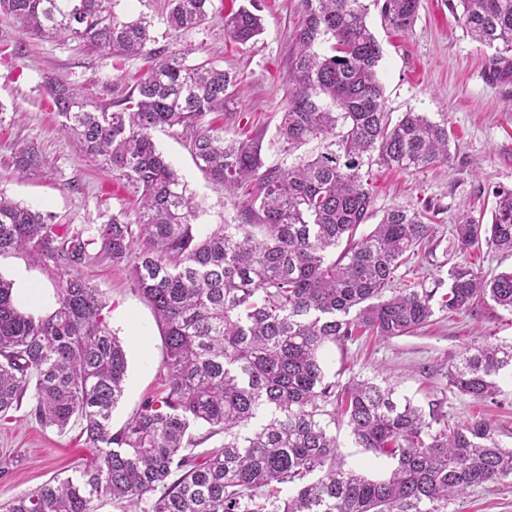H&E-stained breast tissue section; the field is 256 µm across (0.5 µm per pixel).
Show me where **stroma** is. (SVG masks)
I'll use <instances>...</instances> for the list:
<instances>
[{"label": "stroma", "mask_w": 512, "mask_h": 512, "mask_svg": "<svg viewBox=\"0 0 512 512\" xmlns=\"http://www.w3.org/2000/svg\"><path fill=\"white\" fill-rule=\"evenodd\" d=\"M165 4L166 0H113L121 19L144 15L153 21L159 47L175 44L185 52L187 63L210 61L238 75L239 92L228 97L223 111L208 115V122L231 135L245 132L260 138L269 165L295 163L321 151L316 140L284 150L276 135L286 104L300 0H214L211 19L174 38L165 35ZM250 4L257 8L264 30L242 46L225 37L221 15ZM367 24L382 50L378 71L387 110L397 117L421 112L448 126L449 161L409 174L379 166L371 172L377 212L420 200L434 206L436 232L411 264L423 287L444 293L449 262L456 257L453 224L465 212L475 217L489 214L493 189L512 188V74L490 75L491 49L456 24L448 0H420L417 18L404 32L386 25L375 7L369 10ZM149 64L144 57L107 55L74 41L27 38L18 22L0 17V105L13 115L0 124V192L78 228L96 226L113 213L131 209L129 191L60 134L42 86L48 76H58L91 93L97 106L108 108ZM22 141L37 143L54 160L55 170L15 172L8 147ZM154 141L194 194L199 224L213 228L238 223L239 201L196 166L184 136L158 130ZM20 270L42 289V313L52 312L59 280L53 263L27 252L0 256L1 276L11 280ZM83 272L103 291L105 320L127 351L126 390L112 415V425L118 428L159 388L163 343L153 312L135 290L128 267L112 265L100 256ZM486 340L512 342V314L487 303L466 314L435 312L430 324L413 335L390 340L364 336L331 344L323 357L329 380L343 384L355 376L383 375L398 396L422 405L440 400L453 419L489 418L498 428L501 444L512 448V407L476 402L448 387L450 365L465 348ZM80 431L75 421L63 433L41 427L26 403L11 417L0 418V501L55 475H78L92 457ZM458 509L512 512V479L471 489Z\"/></svg>", "instance_id": "1"}]
</instances>
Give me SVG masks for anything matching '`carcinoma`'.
I'll return each instance as SVG.
<instances>
[{"mask_svg":"<svg viewBox=\"0 0 512 512\" xmlns=\"http://www.w3.org/2000/svg\"><path fill=\"white\" fill-rule=\"evenodd\" d=\"M385 23L406 30L420 0H372ZM212 0H168L166 31L205 23ZM454 19L510 61L512 0H457ZM366 0H302L293 34L288 95L278 136L311 140V160L267 166L256 138H226L205 117L224 109L235 74L189 65L175 48L155 50L153 22L123 21L111 0H0V15L24 32L79 40L108 54L146 55L133 88L102 109L68 82L45 83L61 132L136 197L94 228L59 224L0 194V255L34 252L60 269L56 309L17 307L0 277V417L31 399L44 428L72 419L92 458L80 478L55 476L0 503V512H449L468 490L512 477V448L483 417L454 421L431 400H401L385 378L327 380L322 351L363 331L383 340L416 333L434 315L436 291L397 288L401 268L433 237L431 205H394L372 229V166L412 172L450 159L448 126L384 107L381 48ZM263 32L245 7L224 16V33L245 45ZM181 130L197 167L224 191L243 193L245 221L202 231L197 205L153 132ZM19 173L51 167L36 143L9 146ZM491 220L468 214L453 226L458 260L439 305L452 314L492 301L512 314V270L486 277L470 261L486 247L512 255V188L493 190ZM130 267L151 306L165 354L161 391L118 429L112 412L125 390L127 356L103 316V292L82 273L89 247ZM512 343L485 342L448 368V386L502 405L512 391ZM358 447L391 460L370 479L347 466L336 426ZM218 445L196 451L211 439Z\"/></svg>","mask_w":512,"mask_h":512,"instance_id":"1","label":"carcinoma"}]
</instances>
